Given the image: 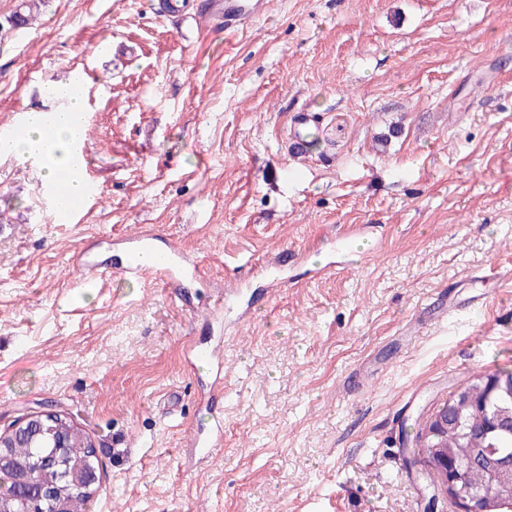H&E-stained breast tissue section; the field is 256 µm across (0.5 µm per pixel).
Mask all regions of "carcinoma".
Masks as SVG:
<instances>
[{"label":"carcinoma","mask_w":512,"mask_h":512,"mask_svg":"<svg viewBox=\"0 0 512 512\" xmlns=\"http://www.w3.org/2000/svg\"><path fill=\"white\" fill-rule=\"evenodd\" d=\"M38 0H25L23 10L8 23H30ZM460 395L430 414L414 436L417 458L426 466L448 461L456 487L480 489L479 507L499 512L512 500V372L479 374L458 388ZM29 420L0 439V512H44L60 506L64 512H89L99 485L82 487L75 475L87 466L100 468L89 434L67 413ZM70 435V446L54 447V434Z\"/></svg>","instance_id":"cac0c4a2"}]
</instances>
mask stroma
<instances>
[{
    "mask_svg": "<svg viewBox=\"0 0 512 512\" xmlns=\"http://www.w3.org/2000/svg\"><path fill=\"white\" fill-rule=\"evenodd\" d=\"M21 2L0 0V121L90 70L101 196L57 223L39 169L0 159V431L71 413L101 447L91 512H426L413 421L512 371V281L482 276L512 270V0H268L190 40L213 0H43L6 28ZM340 224L362 228L345 256ZM134 230L202 279L74 271ZM203 342L222 393L185 362ZM224 443V421L217 416L206 433H200L195 439L196 448H201L204 453H209L210 448H217Z\"/></svg>",
    "mask_w": 512,
    "mask_h": 512,
    "instance_id": "35a3bbf8",
    "label": "stroma"
}]
</instances>
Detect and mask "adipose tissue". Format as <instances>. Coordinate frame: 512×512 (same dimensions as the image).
<instances>
[{"label":"adipose tissue","instance_id":"1","mask_svg":"<svg viewBox=\"0 0 512 512\" xmlns=\"http://www.w3.org/2000/svg\"><path fill=\"white\" fill-rule=\"evenodd\" d=\"M65 98V103L53 115L41 111L29 112L21 135L0 140V158L21 163L37 162L46 184L66 181L67 198L77 200L84 195L86 186L74 175L72 143L76 131L71 117L82 112L84 99L80 87L76 85L69 86Z\"/></svg>","mask_w":512,"mask_h":512}]
</instances>
